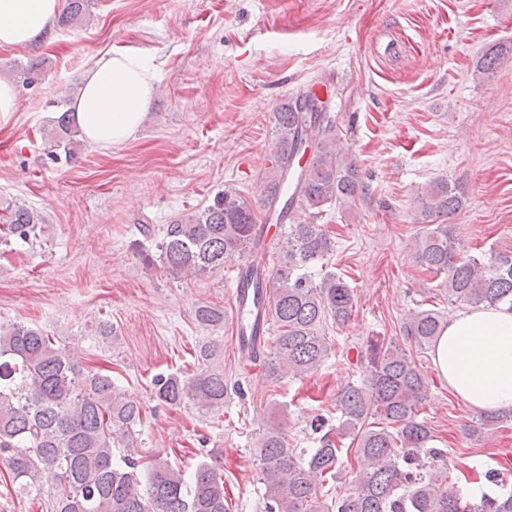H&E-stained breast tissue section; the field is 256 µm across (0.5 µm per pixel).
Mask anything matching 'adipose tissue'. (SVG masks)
<instances>
[{"label": "adipose tissue", "mask_w": 512, "mask_h": 512, "mask_svg": "<svg viewBox=\"0 0 512 512\" xmlns=\"http://www.w3.org/2000/svg\"><path fill=\"white\" fill-rule=\"evenodd\" d=\"M59 0H0V48L48 38ZM156 73L133 51H105L82 74L71 108L86 141L108 147L127 141L154 100ZM434 363L451 391L476 412H512V309H467L449 318Z\"/></svg>", "instance_id": "adipose-tissue-1"}]
</instances>
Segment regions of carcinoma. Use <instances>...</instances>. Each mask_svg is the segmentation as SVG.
<instances>
[{
    "instance_id": "cac0c4a2",
    "label": "carcinoma",
    "mask_w": 512,
    "mask_h": 512,
    "mask_svg": "<svg viewBox=\"0 0 512 512\" xmlns=\"http://www.w3.org/2000/svg\"><path fill=\"white\" fill-rule=\"evenodd\" d=\"M91 0H66L59 23L83 19ZM308 91L283 103L275 116L276 154L263 189L267 215L305 219L288 225L275 247L277 265H256L246 275L261 293L270 282L268 321L273 335L264 337V376L278 382L302 377L326 361L331 345L320 333L327 319L339 324L352 315V288L333 272L320 281L311 269L325 265L335 241L315 218L332 205L351 208L369 194L357 164L345 153L341 137L324 112H306ZM310 130L309 162L302 136ZM80 128L62 112L52 136L50 155L77 158ZM423 231L417 235L416 264L441 280L448 301L471 308H512V251L470 255L455 234L452 219L464 208L461 182L437 180L418 194ZM259 208L233 190L215 195L211 204L166 225L157 245L159 261L183 277L204 275L268 245L255 237ZM39 212L24 204L7 205L0 217V244L22 246L36 237ZM196 323L207 329L224 325V309L200 304ZM445 327L440 311L418 308L400 327L409 348L383 336L368 339L358 361L362 378L336 396V423L323 415L310 421L316 447L298 456L288 447L285 416L258 429L255 448L258 480L264 486V512H512V491L479 497L444 489L445 453L433 445L435 435L421 418L430 383L411 348H431ZM220 350L202 344L192 373L154 379L157 401L173 407L215 412L224 409L228 383L213 365ZM76 352L58 344L38 327L0 326V453L6 456L12 482L26 494L44 491L50 475L56 496L54 512H231L224 474L208 462L190 475L168 460L134 457L132 430L143 419L140 403L112 376L81 371ZM512 421V413H483L466 428L474 437L483 429ZM356 443L358 471L342 493L332 491L341 479L340 439ZM126 444L124 452L114 444Z\"/></svg>"
}]
</instances>
